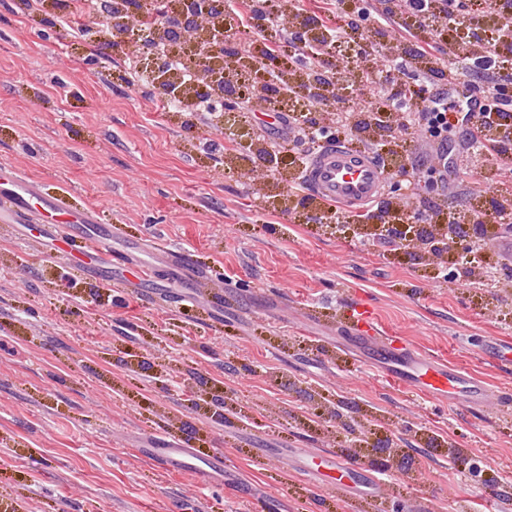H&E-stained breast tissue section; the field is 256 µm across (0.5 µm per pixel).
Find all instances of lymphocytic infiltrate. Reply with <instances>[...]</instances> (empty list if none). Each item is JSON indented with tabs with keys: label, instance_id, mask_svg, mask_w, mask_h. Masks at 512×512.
Wrapping results in <instances>:
<instances>
[{
	"label": "lymphocytic infiltrate",
	"instance_id": "lymphocytic-infiltrate-1",
	"mask_svg": "<svg viewBox=\"0 0 512 512\" xmlns=\"http://www.w3.org/2000/svg\"><path fill=\"white\" fill-rule=\"evenodd\" d=\"M464 8L463 0H372L367 7L361 0H310L308 8L298 9L297 14L318 34L305 42L299 53L292 52L293 39L280 25L282 0H223L219 11L220 16L235 15L238 31L249 36L245 42L227 43L226 49L246 55L260 86L274 90V97L266 100L264 107L278 113L281 137L299 146L298 152L290 154V161L306 166L315 149L338 136L382 158L394 153L406 136L422 130L435 144L434 156L422 161L427 173L443 184L459 173L482 185L478 163L503 156L508 147L490 133L489 122L473 123L469 106L485 100L498 125L512 123V80L504 79L479 95L471 77L475 68L494 69L499 58L512 55V0H489L484 15L496 32L492 47H485L477 36L472 40V53L451 57L447 49ZM220 16L211 22L215 42L225 38ZM349 34L360 41L363 55L376 56L377 61L365 76L359 98L345 105L335 101V75L327 60L334 41ZM385 37L399 42L401 52L383 55L380 41ZM300 65L319 84L320 99L336 104L331 128L320 127L311 111L280 109L281 98L294 92L293 87L282 85L281 77ZM409 70L422 73L417 87L398 79ZM455 135L466 142L475 161L474 166L459 172L448 151V139ZM483 187L489 198L485 205L471 209V222L461 223L459 216L434 201L417 210L418 218L436 227L428 243L433 253L443 255L448 225H456L459 237L482 241L489 225L512 224V172L503 171L500 184Z\"/></svg>",
	"mask_w": 512,
	"mask_h": 512
}]
</instances>
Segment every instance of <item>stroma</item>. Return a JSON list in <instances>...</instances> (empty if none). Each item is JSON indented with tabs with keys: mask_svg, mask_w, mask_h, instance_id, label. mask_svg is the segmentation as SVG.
<instances>
[{
	"mask_svg": "<svg viewBox=\"0 0 512 512\" xmlns=\"http://www.w3.org/2000/svg\"><path fill=\"white\" fill-rule=\"evenodd\" d=\"M56 14L0 0V164L98 207L113 257L155 275L96 278L78 232L65 255L32 225L0 232V512H512V406L393 384L343 340L366 310L512 394V368L484 356L486 337L512 345V275L460 287L347 218L307 222L287 173L253 177L250 112L225 153L197 115L128 86V54L70 38ZM145 237L158 250L137 249ZM180 256L207 276L190 302ZM167 437L222 456L223 483L143 456ZM293 448L376 469L380 497L306 480Z\"/></svg>",
	"mask_w": 512,
	"mask_h": 512,
	"instance_id": "35a3bbf8",
	"label": "stroma"
}]
</instances>
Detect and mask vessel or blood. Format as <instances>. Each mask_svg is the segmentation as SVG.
<instances>
[{
	"instance_id": "1",
	"label": "vessel or blood",
	"mask_w": 512,
	"mask_h": 512,
	"mask_svg": "<svg viewBox=\"0 0 512 512\" xmlns=\"http://www.w3.org/2000/svg\"><path fill=\"white\" fill-rule=\"evenodd\" d=\"M310 193L316 200L350 208L376 202L382 195L384 175L374 156L344 145H327L310 160L306 170ZM99 222L98 211L76 202L70 193L51 194L34 179L13 167L0 165V223H38L55 234L59 246L70 241V231L89 228ZM367 330L351 327L350 341L355 348H374L396 381H409L428 395H453L471 406L484 408L496 398L487 386L463 371L448 367L438 357L395 346L392 338L378 335L370 315H363ZM146 455L157 465L175 469L207 482L216 464L215 457L203 456L195 448L172 439L147 449ZM301 474L317 477L325 485L347 488L355 472L348 459L307 451Z\"/></svg>"
}]
</instances>
